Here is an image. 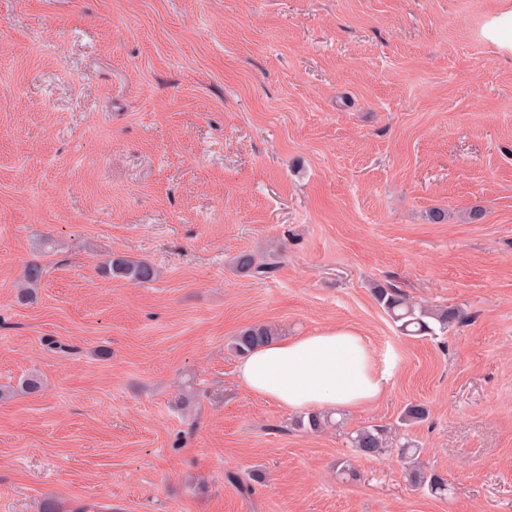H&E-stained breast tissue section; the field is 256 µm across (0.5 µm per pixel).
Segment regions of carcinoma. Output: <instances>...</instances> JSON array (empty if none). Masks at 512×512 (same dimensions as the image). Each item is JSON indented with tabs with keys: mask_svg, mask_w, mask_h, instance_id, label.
Returning a JSON list of instances; mask_svg holds the SVG:
<instances>
[{
	"mask_svg": "<svg viewBox=\"0 0 512 512\" xmlns=\"http://www.w3.org/2000/svg\"><path fill=\"white\" fill-rule=\"evenodd\" d=\"M236 268L241 272L257 274L259 276L270 273L273 266L269 263H259L252 254H243L235 261ZM105 272L114 278H121L134 283H148L155 279V269L143 260L132 259L127 256H116L110 259ZM46 269L39 262L29 263L23 273L22 285L19 294L23 298L31 296L30 286L38 283L45 275ZM372 294L377 303L387 312L393 322L398 324V330L410 336L436 337L444 335L449 328L463 321L461 312L457 308H430L410 301L406 294L393 283L386 285L376 284ZM280 336L277 328L267 324H255L241 330L233 340L236 353L246 355L251 350L267 344ZM427 409L420 404L408 405L401 421L407 425L415 424L425 419ZM298 425L313 433L321 432L327 428L335 427L338 421L332 413H309L298 420ZM350 446L359 456L375 457L383 454L388 448L386 430L373 425L365 426L350 435ZM410 483L431 493H444L448 482L441 475L432 470L416 465L409 473Z\"/></svg>",
	"mask_w": 512,
	"mask_h": 512,
	"instance_id": "cac0c4a2",
	"label": "carcinoma"
}]
</instances>
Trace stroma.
Here are the masks:
<instances>
[{
	"label": "stroma",
	"mask_w": 512,
	"mask_h": 512,
	"mask_svg": "<svg viewBox=\"0 0 512 512\" xmlns=\"http://www.w3.org/2000/svg\"><path fill=\"white\" fill-rule=\"evenodd\" d=\"M507 12L0 0V512H512V51L487 34ZM273 241L274 273L233 270ZM116 255L156 280L103 274ZM389 282L466 319L403 335L370 290ZM258 323L357 328L384 396L297 427L236 380ZM411 402L429 416L406 428ZM372 424L448 497L396 449L357 456ZM410 483L419 489L428 490L431 493H444L448 490V482L441 475L432 470L416 465L409 473Z\"/></svg>",
	"instance_id": "obj_1"
}]
</instances>
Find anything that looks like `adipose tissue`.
<instances>
[{
	"label": "adipose tissue",
	"mask_w": 512,
	"mask_h": 512,
	"mask_svg": "<svg viewBox=\"0 0 512 512\" xmlns=\"http://www.w3.org/2000/svg\"><path fill=\"white\" fill-rule=\"evenodd\" d=\"M236 379L258 397L306 413L371 406L389 381L363 335L348 326L279 337L245 355Z\"/></svg>",
	"instance_id": "ef3b65f1"
}]
</instances>
